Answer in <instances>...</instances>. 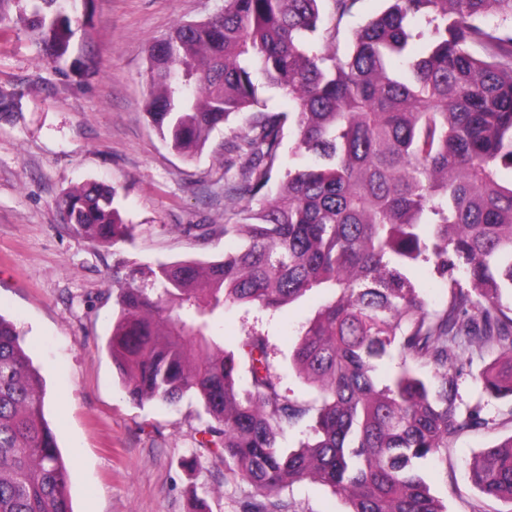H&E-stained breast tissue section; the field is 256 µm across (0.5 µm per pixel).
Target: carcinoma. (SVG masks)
Wrapping results in <instances>:
<instances>
[{"instance_id":"obj_1","label":"carcinoma","mask_w":512,"mask_h":512,"mask_svg":"<svg viewBox=\"0 0 512 512\" xmlns=\"http://www.w3.org/2000/svg\"><path fill=\"white\" fill-rule=\"evenodd\" d=\"M360 2L224 0L148 50L151 123L188 160L236 124L224 172L239 167L238 181L224 192L245 204L187 227L237 243L220 260L113 265L109 350L131 400L202 403L200 446L263 498L245 512H283L281 491L312 477L349 512H444L416 462L486 424L460 407L456 351L505 345L512 361V0H387L345 53ZM89 20V0H0V25L30 27L57 58ZM269 89L293 108H270ZM60 209L93 246L134 237L109 186L70 190ZM422 263L446 290L440 305L412 281ZM314 291L324 303L292 361L321 405L311 439L286 452L276 432L311 406L281 392L264 336L224 350V307L276 311ZM475 382L512 399V372L493 363ZM46 396L23 331L0 314V512H74ZM468 478L512 504V436Z\"/></svg>"}]
</instances>
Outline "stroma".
<instances>
[{
	"label": "stroma",
	"instance_id": "obj_1",
	"mask_svg": "<svg viewBox=\"0 0 512 512\" xmlns=\"http://www.w3.org/2000/svg\"><path fill=\"white\" fill-rule=\"evenodd\" d=\"M224 0H93L64 59L41 51L38 36L0 28V94L19 97L0 112V314L24 332L46 380L47 418L75 469L74 512H243L254 487L202 448L200 404L133 403L106 349L115 312L112 267L216 259L224 238L186 233L190 224L224 221V167L214 152L230 134L213 133L188 161L159 137L147 117L149 46L177 23L202 21ZM97 182L117 189L133 242L94 247L62 222L70 188ZM324 301L311 294L271 313L249 305L224 310V346L263 335L281 390L317 405L291 353L302 324ZM501 350L466 352L462 407L481 406L485 427L459 434L444 459L418 470L446 512H512L468 479L474 456L512 436V400L484 397L473 376ZM285 512H348L347 501L317 480L285 488Z\"/></svg>",
	"mask_w": 512,
	"mask_h": 512
}]
</instances>
